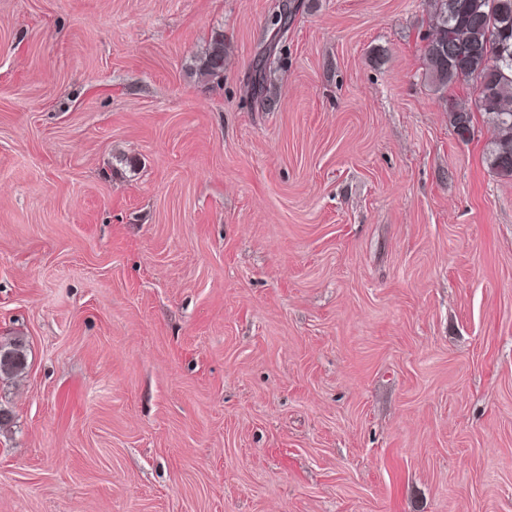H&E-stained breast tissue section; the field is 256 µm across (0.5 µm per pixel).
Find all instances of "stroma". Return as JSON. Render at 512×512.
<instances>
[{"label":"stroma","instance_id":"1","mask_svg":"<svg viewBox=\"0 0 512 512\" xmlns=\"http://www.w3.org/2000/svg\"><path fill=\"white\" fill-rule=\"evenodd\" d=\"M0 0V512H512V180L423 0ZM224 39V76L194 58ZM292 16L293 10H291V5H286V9L283 10V13H281L280 16L276 18V20L272 24V27L268 29V34L265 41L266 43L262 51H260L257 61L255 63V67L253 70L254 73L252 77V88L254 102L261 107L264 106V83L266 80V70L268 66V61H270V58H267L270 57L271 55H273V57L277 55V49L280 43L282 42L285 33L288 31V26L292 20ZM282 26H285L282 37L276 38L277 34L271 36L273 29L277 27H279L280 29L282 28ZM448 118L450 125L459 138L465 140L473 132L474 112L471 109L461 107L453 103L448 107ZM27 367V354L19 339L0 345V374L13 375Z\"/></svg>","mask_w":512,"mask_h":512}]
</instances>
